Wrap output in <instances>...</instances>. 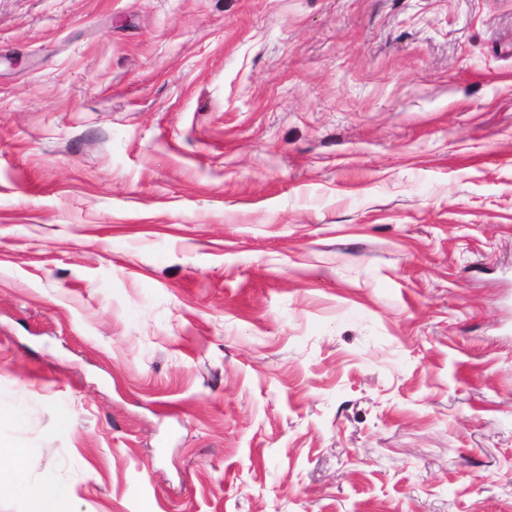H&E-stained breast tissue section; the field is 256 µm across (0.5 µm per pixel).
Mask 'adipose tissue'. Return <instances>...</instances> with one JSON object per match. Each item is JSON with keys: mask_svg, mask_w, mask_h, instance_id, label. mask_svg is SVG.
<instances>
[{"mask_svg": "<svg viewBox=\"0 0 512 512\" xmlns=\"http://www.w3.org/2000/svg\"><path fill=\"white\" fill-rule=\"evenodd\" d=\"M13 485L15 490L26 495L29 512H72L71 495L53 479H46L37 491H29L21 450L0 449V484Z\"/></svg>", "mask_w": 512, "mask_h": 512, "instance_id": "ef3b65f1", "label": "adipose tissue"}]
</instances>
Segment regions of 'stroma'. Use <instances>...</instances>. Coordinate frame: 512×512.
I'll use <instances>...</instances> for the list:
<instances>
[{
  "label": "stroma",
  "mask_w": 512,
  "mask_h": 512,
  "mask_svg": "<svg viewBox=\"0 0 512 512\" xmlns=\"http://www.w3.org/2000/svg\"><path fill=\"white\" fill-rule=\"evenodd\" d=\"M0 407L73 512H512V0H0Z\"/></svg>",
  "instance_id": "stroma-1"
}]
</instances>
